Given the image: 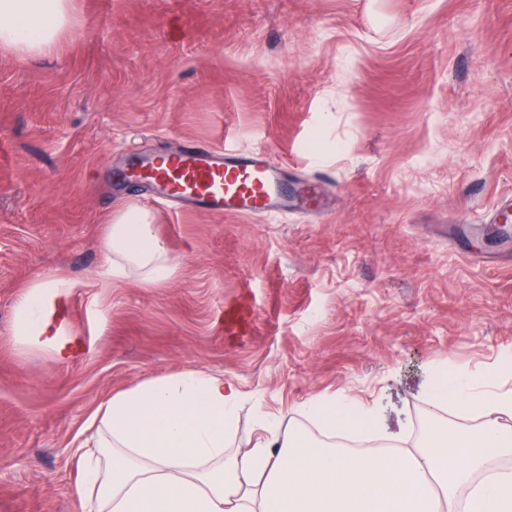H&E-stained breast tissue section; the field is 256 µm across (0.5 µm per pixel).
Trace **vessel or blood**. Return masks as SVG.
Masks as SVG:
<instances>
[{
    "instance_id": "obj_1",
    "label": "vessel or blood",
    "mask_w": 512,
    "mask_h": 512,
    "mask_svg": "<svg viewBox=\"0 0 512 512\" xmlns=\"http://www.w3.org/2000/svg\"><path fill=\"white\" fill-rule=\"evenodd\" d=\"M116 183L144 185L146 204L175 212L201 211L241 217L291 212L295 200L321 209L323 185L288 181V167L274 163L262 149H215L197 143L176 152H130L112 169Z\"/></svg>"
}]
</instances>
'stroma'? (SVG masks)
<instances>
[{
	"instance_id": "1",
	"label": "stroma",
	"mask_w": 512,
	"mask_h": 512,
	"mask_svg": "<svg viewBox=\"0 0 512 512\" xmlns=\"http://www.w3.org/2000/svg\"><path fill=\"white\" fill-rule=\"evenodd\" d=\"M266 146L325 176V206L270 221L150 208L180 263L100 287L109 215L138 193L113 155ZM512 196V0H74L38 56L0 48V512H83L72 455L112 394L199 370L300 424L318 393L414 429L434 367L512 350V241L457 225ZM60 270L72 353L18 341L23 288Z\"/></svg>"
}]
</instances>
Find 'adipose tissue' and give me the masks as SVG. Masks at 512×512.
I'll list each match as a JSON object with an SVG mask.
<instances>
[{
  "label": "adipose tissue",
  "instance_id": "ef3b65f1",
  "mask_svg": "<svg viewBox=\"0 0 512 512\" xmlns=\"http://www.w3.org/2000/svg\"><path fill=\"white\" fill-rule=\"evenodd\" d=\"M70 0H0V46L27 54L51 48L70 24ZM103 286L167 283L179 263L147 212L127 207L104 227ZM71 280L54 271L22 296L14 337L64 356L50 309ZM512 353L492 372L431 369L433 411L480 417L466 438L435 427L416 441L387 432L377 405L317 394L299 410L324 431L311 440L293 425L261 418L252 447L234 445L244 398L223 376L183 371L112 395L92 416L95 440L80 448L86 512H512V474L488 472L512 456Z\"/></svg>",
  "mask_w": 512,
  "mask_h": 512
}]
</instances>
